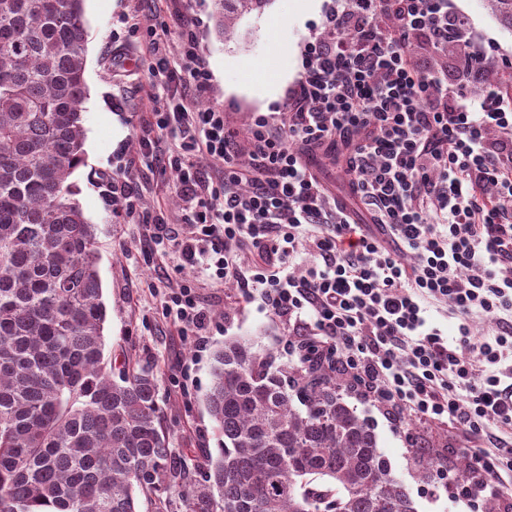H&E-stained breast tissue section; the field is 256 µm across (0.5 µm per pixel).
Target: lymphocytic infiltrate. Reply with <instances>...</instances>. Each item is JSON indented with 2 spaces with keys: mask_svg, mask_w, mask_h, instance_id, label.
Masks as SVG:
<instances>
[{
  "mask_svg": "<svg viewBox=\"0 0 512 512\" xmlns=\"http://www.w3.org/2000/svg\"><path fill=\"white\" fill-rule=\"evenodd\" d=\"M126 23L145 37L150 79L174 87L142 99L150 119L137 137L141 164L174 175L185 218L150 219L140 194L116 179L120 217L152 224V240L181 264L260 301L292 327L285 350L311 338L366 395L426 423L458 425L475 481L512 491V106L495 90L470 88L482 56L448 42L468 17L446 0H335L297 88L255 113L243 142L223 108L195 104L211 81L196 20L179 19L175 56L167 22L140 12ZM414 39L435 70L411 66ZM458 54L467 69L452 82L445 65ZM313 149L341 163L371 223H355L320 185L303 161ZM243 250L254 256L246 267ZM409 251L415 264L404 260ZM301 252L305 274L288 273ZM441 304L459 321L457 338L426 316ZM164 307L183 335L206 345L196 289L170 290ZM478 319L492 324L488 337L474 338Z\"/></svg>",
  "mask_w": 512,
  "mask_h": 512,
  "instance_id": "obj_1",
  "label": "lymphocytic infiltrate"
}]
</instances>
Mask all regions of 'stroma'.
Segmentation results:
<instances>
[{
	"label": "stroma",
	"mask_w": 512,
	"mask_h": 512,
	"mask_svg": "<svg viewBox=\"0 0 512 512\" xmlns=\"http://www.w3.org/2000/svg\"><path fill=\"white\" fill-rule=\"evenodd\" d=\"M331 0H312L303 8L299 0H272L264 13L243 20L234 40L219 39L211 17V0H85L88 53L85 79L89 94L84 105L86 164L72 177L77 199L90 223L98 228V269L107 309L105 353L122 362L132 359L159 376V403L164 413L168 445L174 454L193 463V449L214 447L212 422L205 405L211 383L210 365L218 345L229 336H244L270 353L276 363L287 355L280 339L288 328L276 321L259 302L245 301L231 287L210 284L198 269L180 266L168 245L146 252V225L127 224L113 217L112 181L130 182L139 190L145 212H163L170 223L182 220L175 180L171 173L136 166V133L145 116L137 109L146 93L165 95V86L150 83L140 48V37L126 28L124 19L142 9L171 23L182 14L196 16L200 53L212 81L198 99L199 107H222L229 126L248 135L253 113L267 112L284 100L303 72V51L308 41L323 32L322 21ZM470 20L472 42L485 48L487 69L512 71V33L503 30L481 0H450ZM259 60L268 69L255 81L242 77L244 62ZM321 183L344 201L358 222H367L362 206L351 197L342 168L323 155L309 158ZM188 284L198 289L212 320L204 351H194L190 337L182 335L164 310L167 291ZM362 415L376 426L379 446L403 481L418 512H485L482 499L465 504L453 495L454 457L449 446L466 445L457 426L432 427L414 420L403 425L396 414L379 403L356 395ZM423 434L439 453L440 461L421 480L408 459L406 433Z\"/></svg>",
	"instance_id": "stroma-1"
}]
</instances>
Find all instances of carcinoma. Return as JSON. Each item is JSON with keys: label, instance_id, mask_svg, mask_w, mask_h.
<instances>
[{"label": "carcinoma", "instance_id": "obj_1", "mask_svg": "<svg viewBox=\"0 0 512 512\" xmlns=\"http://www.w3.org/2000/svg\"><path fill=\"white\" fill-rule=\"evenodd\" d=\"M221 38L271 0H211ZM512 32V0H484ZM84 0H0V512H417L374 424L314 345L275 364L230 336L205 402L217 447L195 470L167 446L158 379L105 359L85 165ZM428 478L436 457L412 436ZM456 480L470 485L465 451ZM146 510H141V506Z\"/></svg>", "mask_w": 512, "mask_h": 512}]
</instances>
